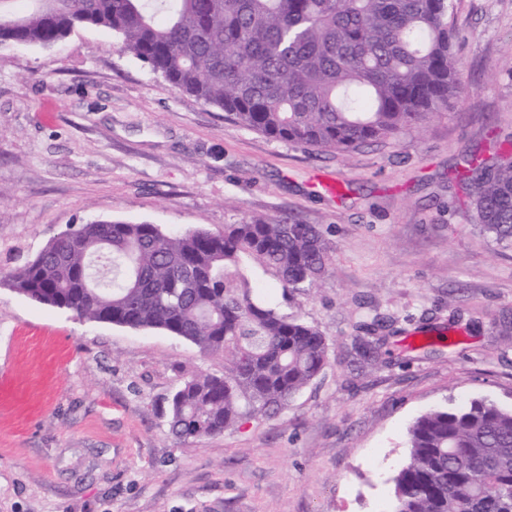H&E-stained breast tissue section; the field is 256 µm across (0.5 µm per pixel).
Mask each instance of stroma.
<instances>
[{"label": "stroma", "mask_w": 512, "mask_h": 512, "mask_svg": "<svg viewBox=\"0 0 512 512\" xmlns=\"http://www.w3.org/2000/svg\"><path fill=\"white\" fill-rule=\"evenodd\" d=\"M453 4L470 94L350 153L238 126L102 27L0 46V276L93 220L220 232L291 217L333 247L291 304L329 343L323 371L274 416L193 443L170 434L167 398L184 375L223 374V355L0 285V512H390L422 412L512 406V249L473 226L458 181L512 139V0Z\"/></svg>", "instance_id": "1"}]
</instances>
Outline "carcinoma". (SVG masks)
Returning a JSON list of instances; mask_svg holds the SVG:
<instances>
[{"label": "carcinoma", "mask_w": 512, "mask_h": 512, "mask_svg": "<svg viewBox=\"0 0 512 512\" xmlns=\"http://www.w3.org/2000/svg\"><path fill=\"white\" fill-rule=\"evenodd\" d=\"M0 0V45L52 47L78 26L121 48L178 91L239 126L320 150L352 152L427 123L470 91L454 54L453 0ZM477 226L512 248V149L467 162ZM332 246L313 224L256 219L213 233L95 220L48 242L9 287L80 318L160 330L224 374H193L168 400L182 442L283 409L324 369L329 344L288 313L326 275ZM99 261L112 278L93 276ZM271 274L265 299L249 264ZM392 512H512V406L474 398L435 407L408 431Z\"/></svg>", "instance_id": "obj_1"}]
</instances>
